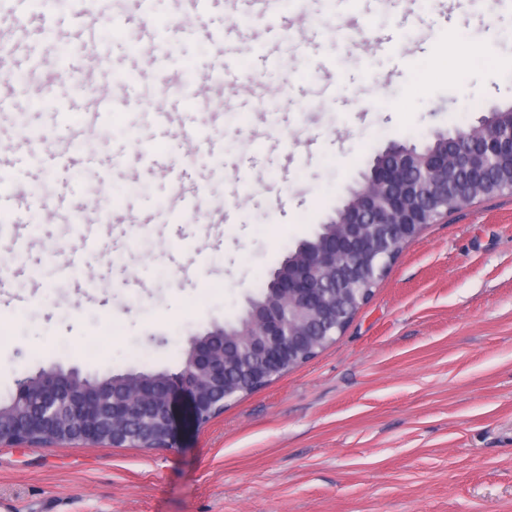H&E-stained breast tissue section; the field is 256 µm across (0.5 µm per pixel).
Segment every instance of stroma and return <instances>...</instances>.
I'll list each match as a JSON object with an SVG mask.
<instances>
[{
	"label": "stroma",
	"mask_w": 512,
	"mask_h": 512,
	"mask_svg": "<svg viewBox=\"0 0 512 512\" xmlns=\"http://www.w3.org/2000/svg\"><path fill=\"white\" fill-rule=\"evenodd\" d=\"M357 2L253 6L243 24L226 0H128L115 22L0 13V31L28 27L10 70L85 45L97 86L129 81L116 112L68 76L54 106L17 94L0 110L1 396L42 367L177 374L187 338L235 322L389 143L512 107V0ZM288 34L305 55L284 53ZM485 41L490 63L468 67ZM424 50L421 79L407 64ZM228 61L243 82L211 84ZM161 109L178 117L166 131ZM91 127L103 138L51 182L48 152ZM0 512H512V194L429 225L334 342L181 421L170 449L0 445Z\"/></svg>",
	"instance_id": "1"
}]
</instances>
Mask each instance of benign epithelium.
I'll use <instances>...</instances> for the list:
<instances>
[{
  "label": "benign epithelium",
  "instance_id": "7a95c632",
  "mask_svg": "<svg viewBox=\"0 0 512 512\" xmlns=\"http://www.w3.org/2000/svg\"><path fill=\"white\" fill-rule=\"evenodd\" d=\"M485 137L474 141L461 133L446 138L443 153L422 152L414 145L394 142L377 155L367 174L366 186L358 200L340 209L341 219L328 217L346 225L341 248L324 247L308 254L305 263L288 275L273 274L274 287L286 299L287 307L299 314L320 312L325 319L330 313L320 293L321 274L331 271L344 285H351L369 272L381 277L397 256L400 248L419 235L418 224L436 212L448 196L464 206L472 201V186L483 183L488 189L498 187L490 175L492 158L512 154V132L504 138L496 133L494 123L483 124ZM465 174L458 181L448 177V159ZM264 337L250 347L258 355L266 372L276 374L288 355L301 342L280 308L266 309L260 319ZM76 371L60 368L51 374L42 371L32 379L19 380L11 405L24 416L27 425L52 427L65 420L85 442L101 438L112 440L117 424L131 427L134 438L150 443L151 426L162 427V447L170 446L176 425V394L182 392L188 401L190 420L201 425L217 410L205 400L209 392L224 391V358L215 354L213 345L193 335L187 339L184 360L175 375L158 373L140 386V397L146 403L141 409L126 403L123 395L101 384H90L73 392ZM29 444L23 430L5 425L0 420V444Z\"/></svg>",
  "mask_w": 512,
  "mask_h": 512
}]
</instances>
